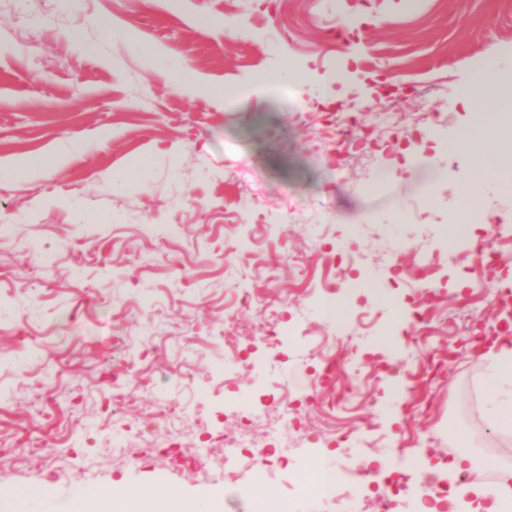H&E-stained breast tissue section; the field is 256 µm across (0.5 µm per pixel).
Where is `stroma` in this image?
I'll return each instance as SVG.
<instances>
[{"mask_svg":"<svg viewBox=\"0 0 512 512\" xmlns=\"http://www.w3.org/2000/svg\"><path fill=\"white\" fill-rule=\"evenodd\" d=\"M104 19L166 50L200 89L106 36ZM491 58L512 60V0H0V167L69 152L33 178L0 177V512L19 508L11 488L42 483L53 512L110 493L116 512H137L140 490L159 512L174 498L267 512L297 483L291 512H336L305 465L356 471L352 498L402 473L395 512H420L424 484H457L460 448L478 466L512 453V430L487 413L490 362L448 325L488 331L512 311L497 300L512 290V190L481 193L494 223L444 235L468 171L450 144L474 120L457 89ZM349 116L360 138L316 150L325 124ZM141 157L145 181L114 180ZM477 235L496 267L465 259ZM243 237L245 252H229ZM426 292L443 301L414 344L409 313ZM270 309L292 336L255 340L239 362L232 345ZM448 346L458 357L423 407L413 376ZM328 353L350 361L330 388L317 381ZM347 387L357 408L321 415ZM261 404L285 419L276 447L247 451L276 472L257 499L240 493L247 464L185 465L204 440L222 457L219 431L160 423L145 442L123 439L171 406L225 412L233 427ZM395 429L431 443L399 450Z\"/></svg>","mask_w":512,"mask_h":512,"instance_id":"obj_1","label":"stroma"}]
</instances>
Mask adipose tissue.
Listing matches in <instances>:
<instances>
[{"label":"adipose tissue","mask_w":512,"mask_h":512,"mask_svg":"<svg viewBox=\"0 0 512 512\" xmlns=\"http://www.w3.org/2000/svg\"><path fill=\"white\" fill-rule=\"evenodd\" d=\"M502 69L500 62L485 63L461 91L463 101L484 115L453 143L469 157L467 182L475 196L488 186L512 183V156L501 148V130L512 123V83L503 80Z\"/></svg>","instance_id":"adipose-tissue-1"}]
</instances>
